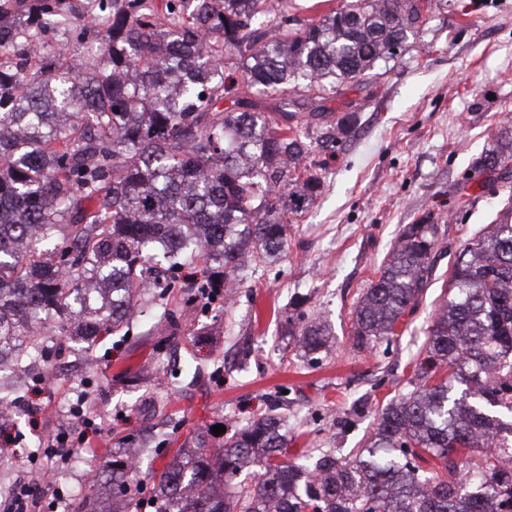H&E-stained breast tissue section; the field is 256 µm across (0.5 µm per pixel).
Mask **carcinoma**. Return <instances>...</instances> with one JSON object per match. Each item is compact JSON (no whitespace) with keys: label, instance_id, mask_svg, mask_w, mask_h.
Listing matches in <instances>:
<instances>
[{"label":"carcinoma","instance_id":"obj_1","mask_svg":"<svg viewBox=\"0 0 512 512\" xmlns=\"http://www.w3.org/2000/svg\"><path fill=\"white\" fill-rule=\"evenodd\" d=\"M441 0H341L319 17L288 0H98L67 40L100 33L94 57L22 72L12 50L40 52L45 0L23 16L0 5V363L60 355L126 327L155 290L221 288L233 302L253 263L283 254L290 216L318 195L305 164L334 159L355 112L318 121L326 103L404 49ZM512 157L500 137L482 166ZM438 227L408 224L353 311L356 344L399 335L432 280ZM428 328L416 386L381 409L365 445L288 460L281 418L227 437L199 431L160 471L120 448L96 512H512V217L487 225L455 259ZM307 354L328 331L300 314ZM448 377L434 382L436 371ZM435 461L428 472L421 463Z\"/></svg>","mask_w":512,"mask_h":512}]
</instances>
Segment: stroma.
<instances>
[{"instance_id": "1", "label": "stroma", "mask_w": 512, "mask_h": 512, "mask_svg": "<svg viewBox=\"0 0 512 512\" xmlns=\"http://www.w3.org/2000/svg\"><path fill=\"white\" fill-rule=\"evenodd\" d=\"M375 72L374 94L342 152L320 170L321 194L293 218L280 262L249 271L229 306L181 305L176 288L152 298L128 335L91 348L65 342L39 399L18 393L8 423L16 451L0 463V512L29 478L34 444L77 428L76 404L101 437L93 453L47 458L54 492L41 512H74L90 493L89 473L129 437L167 429L176 449L204 425L234 432L276 399L289 458L362 447L380 409L410 389L456 253L498 221L512 196L498 173L479 168L500 133L512 130V0H450ZM429 213L439 225L432 286L401 336L357 348L358 297L405 225ZM298 311L330 324L329 350L309 358L287 336L285 319ZM192 356L200 371L184 374Z\"/></svg>"}]
</instances>
